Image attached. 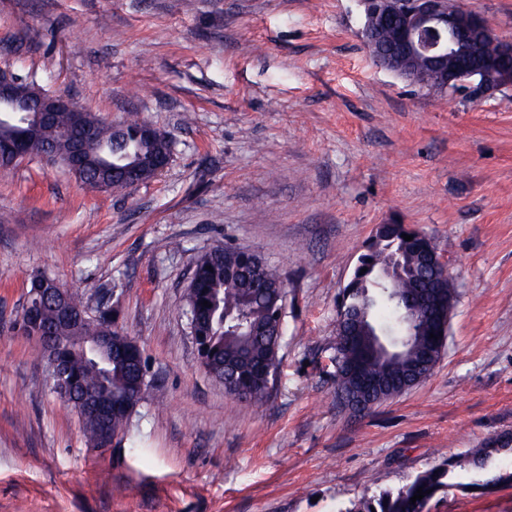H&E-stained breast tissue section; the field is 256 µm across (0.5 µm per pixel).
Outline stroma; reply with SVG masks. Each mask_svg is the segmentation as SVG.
<instances>
[{"mask_svg":"<svg viewBox=\"0 0 512 512\" xmlns=\"http://www.w3.org/2000/svg\"><path fill=\"white\" fill-rule=\"evenodd\" d=\"M460 2L512 40V0ZM362 25L355 0H0V68L108 123L139 113L172 150L118 190L38 155L0 172V512H349L512 432V85L417 93ZM381 224L426 234L457 300L432 374L356 417L336 319ZM224 245L287 286L259 411L206 372L186 316L197 256ZM36 274L109 301L141 349L148 387L110 447L19 328ZM431 512H512V486Z\"/></svg>","mask_w":512,"mask_h":512,"instance_id":"1","label":"stroma"}]
</instances>
